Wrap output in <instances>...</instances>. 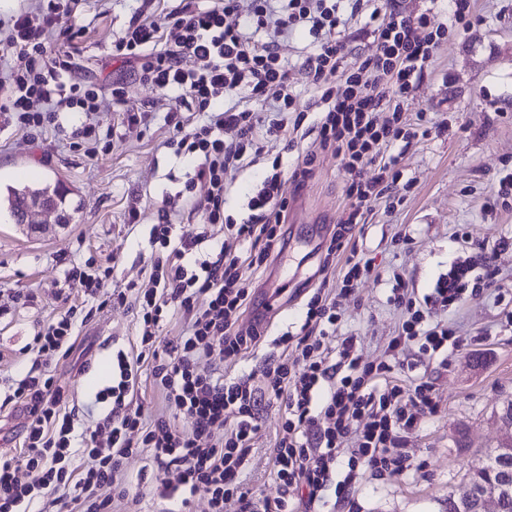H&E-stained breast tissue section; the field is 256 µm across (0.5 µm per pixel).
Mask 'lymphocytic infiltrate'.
Wrapping results in <instances>:
<instances>
[{
	"label": "lymphocytic infiltrate",
	"mask_w": 512,
	"mask_h": 512,
	"mask_svg": "<svg viewBox=\"0 0 512 512\" xmlns=\"http://www.w3.org/2000/svg\"><path fill=\"white\" fill-rule=\"evenodd\" d=\"M364 0H179L161 19L138 17L112 42V55L141 82L169 95L165 116L170 144L192 156L194 175L185 200L203 223L224 227L222 240L200 233L194 241H173L168 210H160L156 238L168 253L151 265L150 288L128 285L108 291L102 278L84 276L98 309L134 302L141 314L138 354L121 351L110 385L95 396L107 413L80 448H72L74 418L62 414L66 393L47 374L27 375L12 398L25 408L29 424L20 455L29 482L16 477L11 460L0 461V512L40 499L44 512H112L122 504L139 512L124 459L146 454L155 476L154 494L163 501L185 500L205 488L210 512H329L331 500L347 498L364 472L398 478L414 470L405 441L438 403L430 382L411 388L385 384L393 362H363L357 338L339 334L340 297L374 268L353 239V231L380 196L403 178L402 142L430 133L426 113L408 117L407 106L439 46L466 27L469 16L457 0L447 21L431 24L429 13L412 16L387 5L364 12ZM82 0H34L11 17L0 40V112L15 113L28 127L54 123L63 112L92 115L120 107V82L103 88L69 81L74 54L85 34L73 19ZM355 18L374 34L376 51L354 65L344 63L346 45L335 38ZM306 34L314 47L305 58L322 112L312 130L322 150L347 160L348 215L332 235L329 257L344 256L339 283L322 281L306 304L300 325L276 337L289 359L268 360L265 379L227 378L202 370L243 357L261 338L259 326L240 331L237 322L251 303L250 269L283 252L277 229L288 200L281 173L272 171L252 192L241 221L224 217V196L244 162H258L263 144L288 133L287 116L303 107L288 85L279 45ZM376 75L361 81L362 71ZM205 114L201 123L189 115ZM235 137L225 140V129ZM377 173L367 176V166ZM454 260L433 288L416 296L396 280L388 297L410 312L387 350L413 343L427 358L447 362L475 344L441 323L440 312L460 306L495 287V272L482 241ZM181 314L186 331L179 340L162 337L167 317ZM76 307H68L39 328L33 345L39 356L68 353ZM176 414L190 419L187 431L166 418L145 420L133 404L142 370ZM283 402L286 416L273 450L274 478L281 488L270 499L248 488L242 476L265 405ZM111 486V496L97 490Z\"/></svg>",
	"instance_id": "obj_1"
}]
</instances>
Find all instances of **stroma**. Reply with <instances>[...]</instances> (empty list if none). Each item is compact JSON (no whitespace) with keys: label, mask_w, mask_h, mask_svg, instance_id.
Returning a JSON list of instances; mask_svg holds the SVG:
<instances>
[{"label":"stroma","mask_w":512,"mask_h":512,"mask_svg":"<svg viewBox=\"0 0 512 512\" xmlns=\"http://www.w3.org/2000/svg\"><path fill=\"white\" fill-rule=\"evenodd\" d=\"M468 4L471 26L439 47L409 101L410 112L427 113L445 129L407 146L403 165L409 188L401 190L402 201L395 208L382 200L374 204L358 241L376 274L340 300V329L357 336L367 362L385 360L388 342L406 318L387 301L395 278L425 294L461 255L456 234L490 243L512 235V203L486 209L503 170H512V0ZM140 6V0H86L77 20L85 36L74 77L111 85L121 71L120 60L112 56V40ZM308 50L300 35L281 47L289 82L306 103L314 95L303 65ZM125 91L122 111L94 116L109 140L107 150L94 159L70 145L79 114L60 113L47 129H23L11 114L0 112V186L60 183L72 212L67 224L58 223L52 212L16 224L0 208V457L17 455L28 425L25 409L7 397L30 370L44 365L70 393L76 430L90 431L106 413L92 402L112 378L117 351L137 341L138 308L129 302L77 323L67 357L44 363L29 349L40 325L67 304L84 301L81 281L69 275L72 268L89 274L111 268L112 289L131 283L147 287L150 260L163 252L150 239L158 211L194 173V162L168 145L165 112L152 108L158 92L131 76ZM144 109L149 112L144 124L128 127L125 111ZM310 153L317 159L309 178L299 186L288 179L282 186L288 199V214L279 227L284 251L251 275L256 302L273 292L282 307L269 320L270 337L301 317L324 278L327 246L350 205L345 162L321 151L314 136L292 133L287 140L266 142L260 163L241 169L226 194L225 213L241 217L243 204L272 162L286 170ZM134 204L140 221L129 224L125 213ZM402 226L411 242L393 243ZM493 266L497 287L439 315L457 331L481 335V343L444 365L423 359L411 345L401 353L411 370L394 371L409 383L431 382L438 401L436 413L425 416L407 439L418 471L392 480L364 474L352 506H339L336 512H445L449 498L466 492L479 455L500 444L501 414L512 401V328L500 322L502 313L512 310V247L496 252ZM283 415L278 402L263 411L246 476L250 487L270 497L279 493L270 456Z\"/></svg>","instance_id":"35a3bbf8"}]
</instances>
